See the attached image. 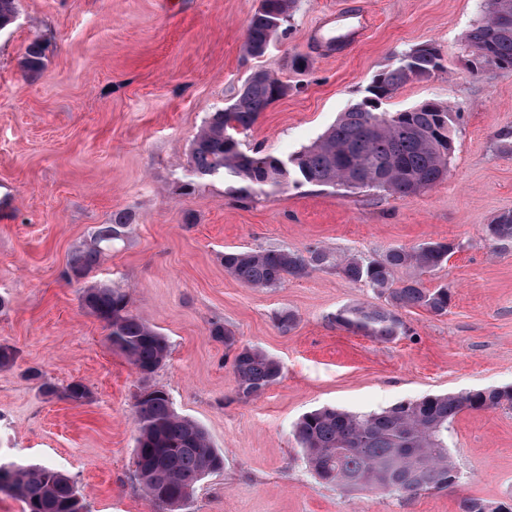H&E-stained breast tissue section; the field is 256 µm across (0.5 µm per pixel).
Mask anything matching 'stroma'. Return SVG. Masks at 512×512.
<instances>
[{
	"label": "stroma",
	"mask_w": 512,
	"mask_h": 512,
	"mask_svg": "<svg viewBox=\"0 0 512 512\" xmlns=\"http://www.w3.org/2000/svg\"><path fill=\"white\" fill-rule=\"evenodd\" d=\"M259 0H18L0 31V461L63 471L89 512H156L133 463L141 379L112 349L103 323L81 305L63 271L94 227L122 211L124 246L98 279L121 287L130 310L166 336L170 353L149 379L224 455L183 512H460L466 498L512 506V408L466 410L448 427L457 482L406 496L346 492L321 483L293 435L314 409L378 412L431 394L512 387V242L485 227L512 211V73L475 76L460 52L482 0H297L264 56L243 50ZM362 12L363 40L328 58L308 35L323 12ZM48 50L42 74L25 73L28 44ZM435 42L445 68L414 81L382 108L435 100L461 114L447 178L419 195L288 185L249 204L223 179L190 180L191 143L252 73L290 87L241 136L245 149L280 156L310 145L360 100L399 51ZM309 59L307 70L294 57ZM453 241L447 265L423 274L447 286V314L402 310L407 332L384 343L336 327L347 305L384 295L338 270L250 288L224 270L226 251L313 245L382 257L389 249ZM297 324L282 332L275 316ZM282 366L263 396L235 394L233 354L209 336L212 322ZM91 390L75 405L44 397L29 368Z\"/></svg>",
	"instance_id": "35a3bbf8"
}]
</instances>
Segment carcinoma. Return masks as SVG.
<instances>
[{
	"mask_svg": "<svg viewBox=\"0 0 512 512\" xmlns=\"http://www.w3.org/2000/svg\"><path fill=\"white\" fill-rule=\"evenodd\" d=\"M297 0H262L248 20L243 49L260 57L293 16ZM17 16V0H0V30ZM471 69L512 73V0H484V15L464 35ZM45 48L31 42L21 61L28 73L44 69ZM440 50L428 43L402 53L397 62L376 74L361 102L343 112L311 145L286 158L261 148L245 150L239 136L260 114L288 92V84L266 71L250 75L230 104L212 113L193 140L189 167L198 179L232 182L229 193L251 201L265 188L292 182L324 188L370 189L399 198L417 195L448 176L451 133L460 117L448 104L425 101L412 108L385 112L382 101L412 81H426L443 70ZM130 217L112 214L97 226L89 242L75 248L66 264L68 282L84 284L83 306L104 323L107 339L136 369L142 382L166 361L169 345L153 325L129 311L122 289L87 282L103 256L128 239ZM496 241H512V212L486 226ZM452 242L429 241L394 247L380 259L335 256L314 246L307 254L284 248L232 250L224 253V270L250 288H274L286 278H302L326 267L347 279L386 295L387 304L349 305L336 311V326L380 342L406 333L399 310L424 308L435 315L448 312L446 286L426 288L419 277L397 284L394 272L410 268L433 272L454 253ZM212 340L234 352L233 373L238 398L261 397L282 374L280 363L238 340L223 323L209 328ZM47 396L74 404L89 401L87 385L76 380L59 392L44 384ZM512 406V389H487L467 394H441L400 403L380 412L352 414L322 408L305 414L294 434L313 473L327 485L347 492L390 491L415 495L442 491L455 484L456 470L448 459V425L465 409L494 410ZM138 436L134 449L136 475L158 512H180L205 475L224 466V455L195 421L176 412L168 394L155 389L134 405ZM5 494L23 504V512H86L84 499L68 476L51 465L13 466L3 474Z\"/></svg>",
	"mask_w": 512,
	"mask_h": 512,
	"instance_id": "obj_1",
	"label": "carcinoma"
}]
</instances>
